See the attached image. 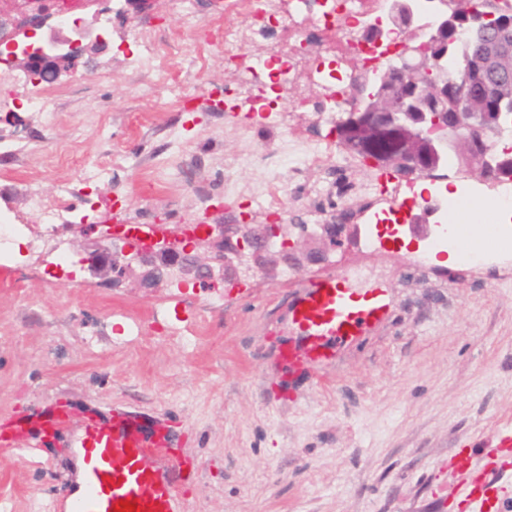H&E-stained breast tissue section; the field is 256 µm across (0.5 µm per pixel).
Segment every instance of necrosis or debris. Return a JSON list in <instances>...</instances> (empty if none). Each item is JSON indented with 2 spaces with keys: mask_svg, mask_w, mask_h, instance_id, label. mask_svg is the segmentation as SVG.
<instances>
[{
  "mask_svg": "<svg viewBox=\"0 0 512 512\" xmlns=\"http://www.w3.org/2000/svg\"><path fill=\"white\" fill-rule=\"evenodd\" d=\"M288 12H281L277 0H232L238 12L249 16V27L228 26L224 29L222 50L226 61L243 72L236 87L225 88V95L246 101L265 99L268 90L283 84L294 87L297 77L307 84L319 86V101L303 96L296 109L309 107L332 115L348 107L344 90L354 76L371 68L375 62L394 55L398 47L390 41L368 43L361 39L365 24L383 18L388 0H290ZM287 35L290 51L282 56L249 55L248 45L256 37L275 38ZM320 43L324 53L312 67H305L301 50L305 44ZM486 195L505 200L506 205L495 215L499 236L512 244V185L490 184L478 187L466 182L457 190L459 201L468 202ZM31 210L41 225L35 235L26 234L23 225L0 224V268L29 259H51L57 270L52 286L75 272L65 228L71 207L66 197L55 203L46 202L39 194L30 198Z\"/></svg>",
  "mask_w": 512,
  "mask_h": 512,
  "instance_id": "4bbe7bcc",
  "label": "necrosis or debris"
}]
</instances>
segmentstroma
Returning a JSON list of instances; mask_svg holds the SVG:
<instances>
[{
	"label": "stroma",
	"mask_w": 512,
	"mask_h": 512,
	"mask_svg": "<svg viewBox=\"0 0 512 512\" xmlns=\"http://www.w3.org/2000/svg\"><path fill=\"white\" fill-rule=\"evenodd\" d=\"M188 27L176 0L142 14L112 0L106 42L88 52L87 77L62 74L52 122L24 101L26 86L0 84V213L35 224L27 200L72 191L77 224H270L276 214L248 188L288 182L289 224H326L347 213L369 232L399 179L379 176L336 138L329 118L276 107L287 122L221 104L239 70L220 49L226 25L248 17L193 0ZM154 51L155 67H136ZM291 137L328 145L320 168L264 160L224 164ZM108 163L110 179L83 184L84 167ZM407 224L340 262L362 283L382 282L390 311L320 369L280 358L292 337L289 302L331 267L257 276L219 288L149 287L81 272L51 287L43 265L0 269V418L52 403L129 405L166 416L199 465L188 512H512V253L488 251L443 266L409 239ZM188 342L167 336L169 323ZM140 326L141 336L130 334ZM28 461L0 445V512H52L58 473L73 459L40 447ZM499 472L472 493L488 456Z\"/></svg>",
	"instance_id": "obj_1"
}]
</instances>
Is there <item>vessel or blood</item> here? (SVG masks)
Listing matches in <instances>:
<instances>
[{"mask_svg":"<svg viewBox=\"0 0 512 512\" xmlns=\"http://www.w3.org/2000/svg\"><path fill=\"white\" fill-rule=\"evenodd\" d=\"M353 273L340 271L309 284L288 307V321L304 347L293 361L322 364L336 347L354 341L388 312L386 288L352 287ZM39 424L47 443L59 444L78 460L66 473L55 512H187V489L198 471L196 461L181 453L167 420L123 407L92 406L81 415L60 406L45 419L13 414L0 429L17 435ZM164 450L165 466L151 453Z\"/></svg>","mask_w":512,"mask_h":512,"instance_id":"b4317fda","label":"vessel or blood"}]
</instances>
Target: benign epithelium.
Listing matches in <instances>:
<instances>
[{"mask_svg":"<svg viewBox=\"0 0 512 512\" xmlns=\"http://www.w3.org/2000/svg\"><path fill=\"white\" fill-rule=\"evenodd\" d=\"M95 10L66 23L48 0H29L20 14L0 16V63L20 65L31 79L55 82L76 74L85 54L105 43ZM497 13L479 0H439L430 24L420 20L416 0H390L389 28L379 21L366 26L362 39L408 37L401 50L380 63L374 74L353 80L345 96L353 105L336 120L337 139L346 148L407 182L437 176L448 168V153L460 170L484 180L512 182V151L498 152L493 140L512 125V6L498 0ZM464 31L478 56L463 60V79L481 68L482 84L460 98L461 82L448 77V33ZM390 150L373 151L376 143ZM429 211L405 213L413 237L432 235ZM358 224H196L179 225L138 241L118 230L94 241L81 259L92 275L112 273L116 283L142 269L154 285L168 280L216 288L258 273L302 274L311 266L335 263L336 252L360 244Z\"/></svg>","mask_w":512,"mask_h":512,"instance_id":"7a95c632","label":"benign epithelium"}]
</instances>
